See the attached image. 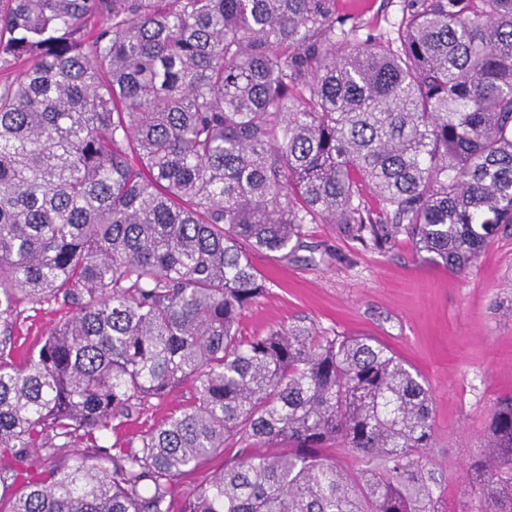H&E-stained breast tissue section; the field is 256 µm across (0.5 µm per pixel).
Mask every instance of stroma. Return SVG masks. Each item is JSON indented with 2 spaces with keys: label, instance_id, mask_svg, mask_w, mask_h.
<instances>
[{
  "label": "stroma",
  "instance_id": "stroma-1",
  "mask_svg": "<svg viewBox=\"0 0 512 512\" xmlns=\"http://www.w3.org/2000/svg\"><path fill=\"white\" fill-rule=\"evenodd\" d=\"M336 13L376 34L400 19L401 0H336ZM251 260L268 291L246 310L244 335L302 320L381 341L430 385V457L456 492L484 442L494 402L512 394V234L496 237L462 275L405 237L372 250L333 224L306 225L294 258L256 252ZM193 394L192 383L182 384L132 419L122 436L161 423Z\"/></svg>",
  "mask_w": 512,
  "mask_h": 512
}]
</instances>
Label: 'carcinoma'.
Here are the masks:
<instances>
[{
    "instance_id": "cac0c4a2",
    "label": "carcinoma",
    "mask_w": 512,
    "mask_h": 512,
    "mask_svg": "<svg viewBox=\"0 0 512 512\" xmlns=\"http://www.w3.org/2000/svg\"><path fill=\"white\" fill-rule=\"evenodd\" d=\"M360 30L336 0H0V512H447L419 372L372 337L241 331L250 255L306 224L453 273L512 230V0ZM44 306L66 315L19 352ZM468 470L453 512H512V396ZM194 394L191 382H186L174 389L159 405L151 408L139 418H133L128 425L123 427L121 435L129 439L153 424H160L176 407L188 401Z\"/></svg>"
}]
</instances>
